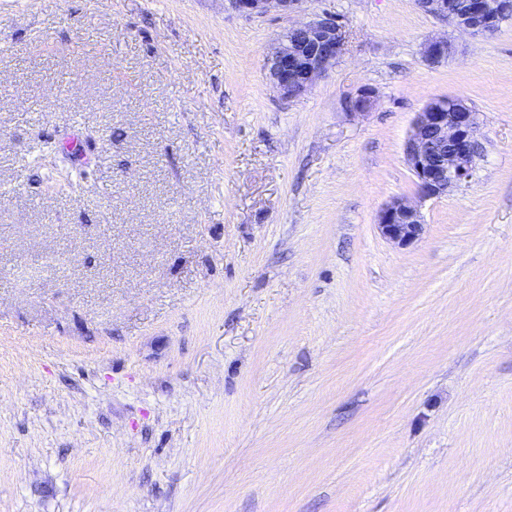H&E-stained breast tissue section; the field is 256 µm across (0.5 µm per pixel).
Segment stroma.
Here are the masks:
<instances>
[{
	"label": "stroma",
	"instance_id": "obj_1",
	"mask_svg": "<svg viewBox=\"0 0 512 512\" xmlns=\"http://www.w3.org/2000/svg\"><path fill=\"white\" fill-rule=\"evenodd\" d=\"M325 9L342 54L281 99L265 58ZM447 30L0 0V512H512V21L428 65ZM448 95L478 156L422 201L403 145ZM455 52L456 47L447 34L429 38L422 48L424 61L432 66L447 62ZM377 225L387 241L408 246L420 239L425 224L416 202L396 197L381 209Z\"/></svg>",
	"mask_w": 512,
	"mask_h": 512
}]
</instances>
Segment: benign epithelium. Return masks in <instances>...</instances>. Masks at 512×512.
Returning a JSON list of instances; mask_svg holds the SVG:
<instances>
[{
	"label": "benign epithelium",
	"instance_id": "benign-epithelium-1",
	"mask_svg": "<svg viewBox=\"0 0 512 512\" xmlns=\"http://www.w3.org/2000/svg\"><path fill=\"white\" fill-rule=\"evenodd\" d=\"M246 15L270 12L292 14L302 0H230ZM423 12L472 37L487 38L507 20L508 7L492 0H470L462 13L448 10V0H416ZM345 41V26L334 13L324 11L308 21H299L283 34L265 59L266 78L284 99L299 97L336 64ZM456 52L446 35L429 38L422 48L424 61L432 66L448 61ZM375 105L374 90L361 88L346 105L353 114L364 115ZM478 113L456 97L433 99L419 112L405 142V161L417 179L419 199L448 194L469 179L478 150ZM382 236L397 246L420 239L424 224L419 205L396 197L379 212Z\"/></svg>",
	"mask_w": 512,
	"mask_h": 512
}]
</instances>
